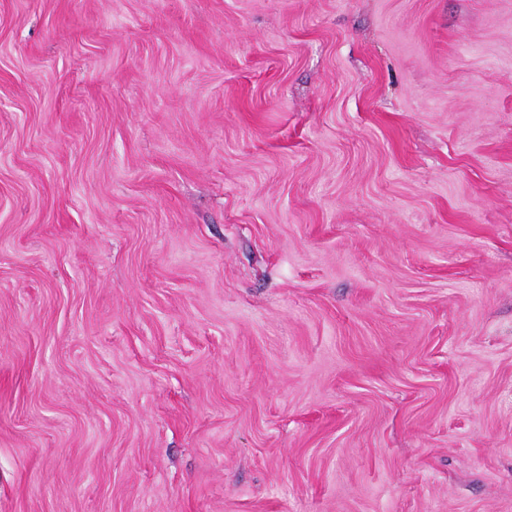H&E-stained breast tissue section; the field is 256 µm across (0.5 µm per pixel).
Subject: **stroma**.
I'll return each mask as SVG.
<instances>
[{
    "label": "stroma",
    "mask_w": 512,
    "mask_h": 512,
    "mask_svg": "<svg viewBox=\"0 0 512 512\" xmlns=\"http://www.w3.org/2000/svg\"><path fill=\"white\" fill-rule=\"evenodd\" d=\"M0 512H512V0H0Z\"/></svg>",
    "instance_id": "stroma-1"
}]
</instances>
